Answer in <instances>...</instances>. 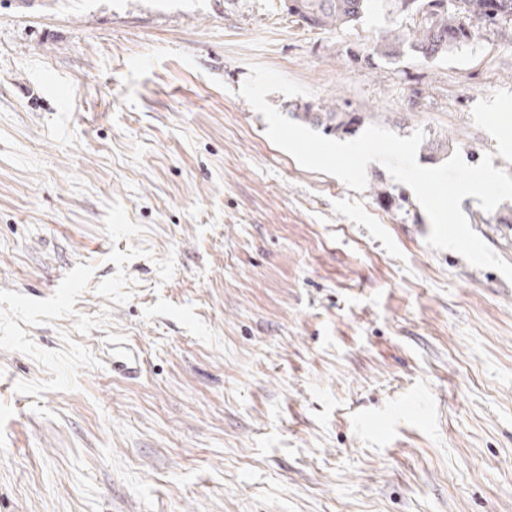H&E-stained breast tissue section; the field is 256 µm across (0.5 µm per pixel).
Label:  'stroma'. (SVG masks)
Returning <instances> with one entry per match:
<instances>
[{
  "label": "stroma",
  "instance_id": "obj_1",
  "mask_svg": "<svg viewBox=\"0 0 512 512\" xmlns=\"http://www.w3.org/2000/svg\"><path fill=\"white\" fill-rule=\"evenodd\" d=\"M280 0H0V512H512V282L301 167L250 64L512 175V37L356 54ZM403 195L386 206L377 191ZM472 229L512 263V200Z\"/></svg>",
  "mask_w": 512,
  "mask_h": 512
}]
</instances>
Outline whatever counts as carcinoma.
Masks as SVG:
<instances>
[{"label": "carcinoma", "mask_w": 512, "mask_h": 512, "mask_svg": "<svg viewBox=\"0 0 512 512\" xmlns=\"http://www.w3.org/2000/svg\"><path fill=\"white\" fill-rule=\"evenodd\" d=\"M288 16L312 29L340 31L352 26L372 6L374 0H282ZM410 24L394 28L370 40L363 47L367 61H395L412 52L432 63L471 45L480 35L512 31V0H394ZM305 124L322 129L327 135L353 134L363 117L336 106L313 108L295 113Z\"/></svg>", "instance_id": "carcinoma-1"}]
</instances>
